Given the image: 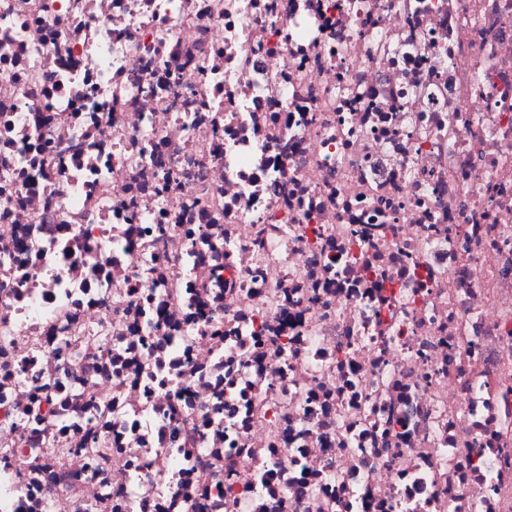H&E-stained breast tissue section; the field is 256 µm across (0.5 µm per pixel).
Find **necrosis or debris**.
Returning <instances> with one entry per match:
<instances>
[{"mask_svg":"<svg viewBox=\"0 0 512 512\" xmlns=\"http://www.w3.org/2000/svg\"><path fill=\"white\" fill-rule=\"evenodd\" d=\"M0 512H512V0H0Z\"/></svg>","mask_w":512,"mask_h":512,"instance_id":"4bbe7bcc","label":"necrosis or debris"}]
</instances>
